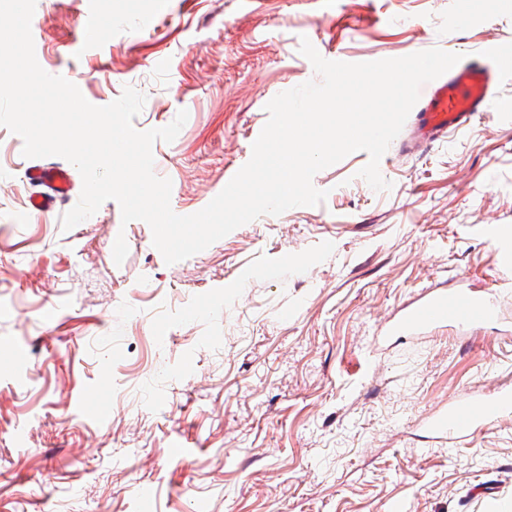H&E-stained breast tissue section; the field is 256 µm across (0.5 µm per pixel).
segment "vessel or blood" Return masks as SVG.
<instances>
[{"instance_id": "vessel-or-blood-1", "label": "vessel or blood", "mask_w": 512, "mask_h": 512, "mask_svg": "<svg viewBox=\"0 0 512 512\" xmlns=\"http://www.w3.org/2000/svg\"><path fill=\"white\" fill-rule=\"evenodd\" d=\"M512 72V49L499 44L486 46L481 54L457 63L430 81L411 115L408 148L429 147L469 125L498 102L502 75ZM35 191L32 209L43 212L72 200L71 175L57 166H34L27 173ZM490 233L498 246L497 262L512 270V225L494 224ZM502 318L493 290L429 288L385 324L386 338H413L447 328L478 332ZM512 416V388L498 386L477 398L457 397L423 420L437 442L462 445L499 420Z\"/></svg>"}]
</instances>
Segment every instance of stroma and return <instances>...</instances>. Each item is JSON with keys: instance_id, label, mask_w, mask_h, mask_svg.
I'll use <instances>...</instances> for the list:
<instances>
[{"instance_id": "1", "label": "stroma", "mask_w": 512, "mask_h": 512, "mask_svg": "<svg viewBox=\"0 0 512 512\" xmlns=\"http://www.w3.org/2000/svg\"><path fill=\"white\" fill-rule=\"evenodd\" d=\"M99 5L110 28L87 49L89 0H36V59L97 106L137 89V130L187 110L152 148L179 215L248 162L266 104L314 78L301 37L328 60L512 46V0ZM408 136L380 161L390 190L354 152L314 176L324 203L169 265L116 201L67 231L34 213V161L0 125V512H512V417L457 448L419 425L512 382V289L507 330L373 343L425 288L501 287L489 227L512 224V111L424 151Z\"/></svg>"}]
</instances>
